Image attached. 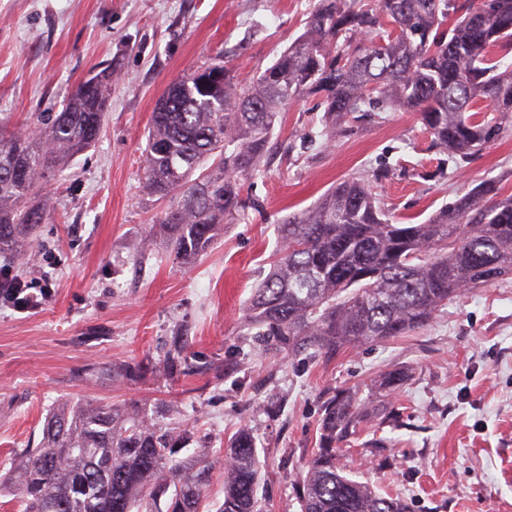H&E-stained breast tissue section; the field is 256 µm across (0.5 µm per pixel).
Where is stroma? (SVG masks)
I'll return each instance as SVG.
<instances>
[{
  "label": "stroma",
  "mask_w": 512,
  "mask_h": 512,
  "mask_svg": "<svg viewBox=\"0 0 512 512\" xmlns=\"http://www.w3.org/2000/svg\"><path fill=\"white\" fill-rule=\"evenodd\" d=\"M318 0H0V118L31 130L89 73L112 67L103 127L49 182V217L0 268L35 309L0 301V470L39 441L65 401L144 408L162 426H188L181 459L207 454L200 512L224 497V446L240 429L263 463L259 512H300L295 484L317 446L323 400L369 395L383 370L412 378L390 399L396 420L342 446L353 479L405 501L408 512H512V278L449 302L423 329L324 357L247 335L241 318L269 270L286 214L312 206L350 176L387 175L386 212L425 222L481 180L512 192V131L470 163L444 156L414 112H376L330 147L310 144L323 109L303 96L277 125L264 173L243 180L250 202L195 261L166 251L169 203L144 188L152 112L168 85L216 54L249 80L304 31ZM189 340L188 370L129 380L113 366Z\"/></svg>",
  "instance_id": "1"
}]
</instances>
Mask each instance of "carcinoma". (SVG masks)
<instances>
[{"label":"carcinoma","instance_id":"cac0c4a2","mask_svg":"<svg viewBox=\"0 0 512 512\" xmlns=\"http://www.w3.org/2000/svg\"><path fill=\"white\" fill-rule=\"evenodd\" d=\"M512 0H319L299 39L251 82L219 58L171 83L152 113L143 169L150 193L172 200L162 224L169 253L190 262L244 209L241 179L259 176L280 115L305 94L320 97L318 137L360 112L419 113L432 143L461 164L512 124ZM112 72L83 81L61 111L39 114L28 134L0 120V255L33 242L48 199L44 184L98 140ZM495 115L474 110L477 102ZM344 180L278 226V258L245 308L254 336H279L320 354L405 336L448 301L512 277V193L496 179L442 207L423 224H398L374 184ZM184 346L162 359L174 370ZM410 378L382 371L389 398ZM381 409L351 389L321 407L319 446L298 481L301 512H407L398 499L343 473L340 445ZM186 427L162 429L138 409L64 404L39 441L0 479L23 512H199L211 468L197 456L183 474ZM261 464L241 431L224 458L216 512H256Z\"/></svg>","mask_w":512,"mask_h":512}]
</instances>
